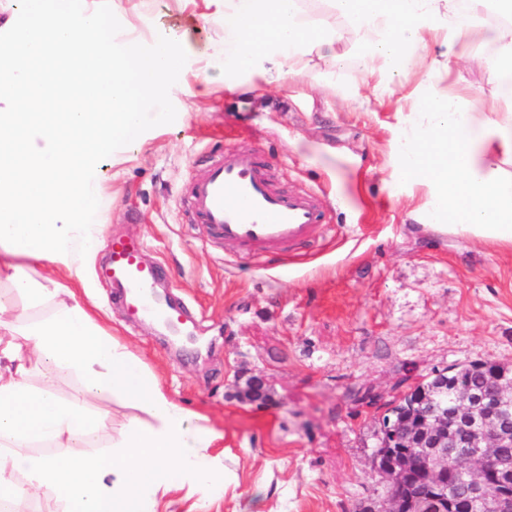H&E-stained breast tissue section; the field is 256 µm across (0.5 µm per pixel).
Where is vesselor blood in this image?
<instances>
[{
    "label": "vessel or blood",
    "mask_w": 512,
    "mask_h": 512,
    "mask_svg": "<svg viewBox=\"0 0 512 512\" xmlns=\"http://www.w3.org/2000/svg\"><path fill=\"white\" fill-rule=\"evenodd\" d=\"M190 210L192 223L201 225L211 240L257 259L307 245L316 228L326 222L315 194L274 189L266 167L244 160L233 148L225 149L193 179ZM143 248L142 241L125 237L107 245L108 274L122 291L127 317L136 323L152 314L172 331H182L183 308L154 297L164 269L145 265Z\"/></svg>",
    "instance_id": "obj_1"
}]
</instances>
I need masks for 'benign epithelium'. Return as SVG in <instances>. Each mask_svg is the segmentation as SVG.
Segmentation results:
<instances>
[{"label":"benign epithelium","instance_id":"7a95c632","mask_svg":"<svg viewBox=\"0 0 512 512\" xmlns=\"http://www.w3.org/2000/svg\"><path fill=\"white\" fill-rule=\"evenodd\" d=\"M456 371L450 366L432 374L443 391H451L448 404L416 385L388 403L390 409L405 405L414 421L405 428L386 423L383 437L399 444L400 454L384 462L375 454L373 465L398 481L413 471L417 481L406 498L389 495L374 503L372 512H415L427 490L440 493L448 485L450 455L467 463L455 471L466 512H512V456L503 452L512 448V373L495 369L484 387L475 388L459 375L448 380ZM492 486L499 488L493 496Z\"/></svg>","mask_w":512,"mask_h":512}]
</instances>
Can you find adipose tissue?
<instances>
[{"label": "adipose tissue", "instance_id": "ef3b65f1", "mask_svg": "<svg viewBox=\"0 0 512 512\" xmlns=\"http://www.w3.org/2000/svg\"><path fill=\"white\" fill-rule=\"evenodd\" d=\"M203 4L224 25L201 53L197 82L179 80L187 56L178 34L145 40L134 27L108 35L96 0H11L0 9V276L29 305L50 303L29 321L26 356L0 302V503L38 494L58 512H156L159 496L183 490L213 497L228 486L217 433L160 386L144 362L109 336L73 286L85 285L80 253L105 229L101 161L139 147L167 119L176 95H209V65L227 59L269 84L308 75L312 59L342 60L329 19L306 0H181ZM369 42L385 69L381 93L393 95L416 58L429 70L400 113L389 142L392 179L422 199L408 217L422 230L512 250V27L494 30L486 63L497 101L459 104L440 85L456 45L482 29L479 12L459 23L458 0H324ZM507 111H500V104ZM42 264L68 285L49 290L30 275ZM77 373L79 396L61 399L52 383H29L33 363ZM121 398L133 408L110 445L94 401Z\"/></svg>", "mask_w": 512, "mask_h": 512}]
</instances>
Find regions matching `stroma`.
Returning <instances> with one entry per match:
<instances>
[{"label":"stroma","instance_id":"35a3bbf8","mask_svg":"<svg viewBox=\"0 0 512 512\" xmlns=\"http://www.w3.org/2000/svg\"><path fill=\"white\" fill-rule=\"evenodd\" d=\"M106 20L148 39L177 31L191 53L224 35L176 0H121ZM335 24L344 60L330 72L315 66L319 84L256 80L234 94L170 101L168 124L147 131L132 160L106 168L105 241L84 259L77 298L169 396L206 417L234 477L222 498L172 492L160 512H362L387 492L371 458L399 378L415 383L478 360L512 367V251L461 248L406 223L413 200L386 159L408 103L365 106L376 80L349 24ZM494 51L481 30L457 46L449 96L493 98L470 60ZM305 146L353 156L349 184L308 161ZM227 147L262 157L276 189L318 194L329 222L309 246L258 262L189 223L191 180ZM115 237L142 239L144 262L166 267L168 294L194 320L183 341L150 321L128 323L114 303L102 267ZM254 376L268 389L261 404L238 396Z\"/></svg>","mask_w":512,"mask_h":512}]
</instances>
